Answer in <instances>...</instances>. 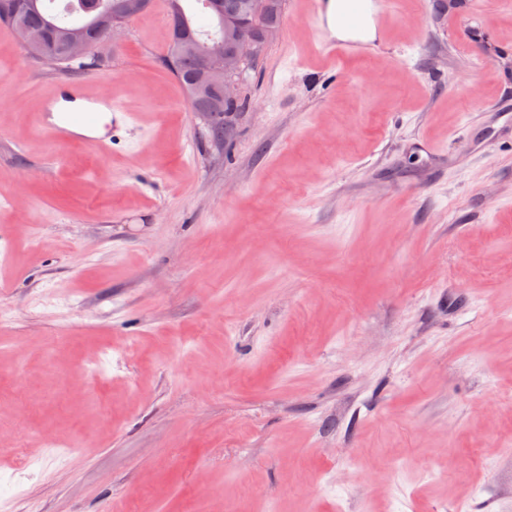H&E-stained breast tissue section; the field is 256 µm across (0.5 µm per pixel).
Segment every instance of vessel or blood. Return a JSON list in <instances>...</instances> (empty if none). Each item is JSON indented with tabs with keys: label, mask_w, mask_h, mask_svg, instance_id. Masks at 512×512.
<instances>
[{
	"label": "vessel or blood",
	"mask_w": 512,
	"mask_h": 512,
	"mask_svg": "<svg viewBox=\"0 0 512 512\" xmlns=\"http://www.w3.org/2000/svg\"><path fill=\"white\" fill-rule=\"evenodd\" d=\"M344 4V10L334 23L349 32V39L337 41L327 38L320 43L324 51L339 56L364 51L365 45L358 36L359 31L369 22L384 26L389 13L385 0H344ZM101 112L111 113L113 128H120L127 122L126 113L116 109L111 98L91 97L83 83L65 80L45 100L42 125L59 142L86 138L93 146L102 149L107 146L110 137L95 133L97 115Z\"/></svg>",
	"instance_id": "b4317fda"
}]
</instances>
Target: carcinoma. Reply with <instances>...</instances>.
<instances>
[{
  "label": "carcinoma",
  "instance_id": "obj_1",
  "mask_svg": "<svg viewBox=\"0 0 512 512\" xmlns=\"http://www.w3.org/2000/svg\"><path fill=\"white\" fill-rule=\"evenodd\" d=\"M57 0H0V24L10 27L21 23L38 34L40 43L24 46L34 60L67 69L85 70L93 66L98 48L107 37L106 28L94 22L93 17L82 11V0H65L64 11L56 8ZM205 0H178L180 18L169 31L164 66L176 77L185 92L200 96V89L207 84L197 51L185 49L204 43L219 35L210 24H201L197 15L208 16L201 8ZM73 26L86 29V36L93 49L84 57L72 59L67 55V30Z\"/></svg>",
  "mask_w": 512,
  "mask_h": 512
}]
</instances>
